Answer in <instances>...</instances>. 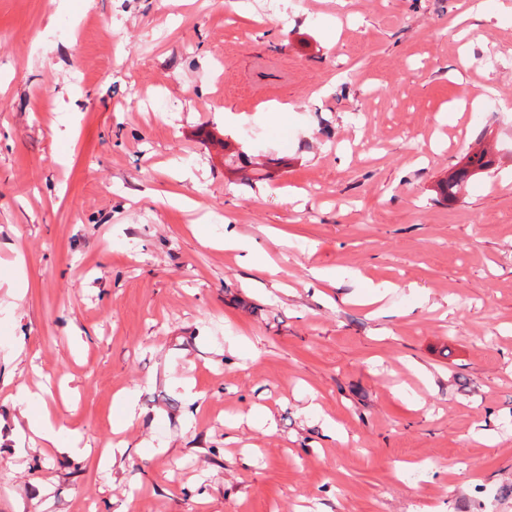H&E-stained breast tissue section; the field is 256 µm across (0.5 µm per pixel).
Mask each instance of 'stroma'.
<instances>
[{"label":"stroma","mask_w":512,"mask_h":512,"mask_svg":"<svg viewBox=\"0 0 512 512\" xmlns=\"http://www.w3.org/2000/svg\"><path fill=\"white\" fill-rule=\"evenodd\" d=\"M472 2L0 0V512H512V0ZM485 151L473 153L467 158L465 166L451 174L440 186L441 192L448 198L456 193L458 187L464 182L477 177L485 172L490 165V160L486 159ZM31 400L32 398L26 393H20L18 396V405L21 407V414L27 420L28 431L41 439L49 448H57L65 453L80 451L77 445L81 438L75 431L66 430L40 416H32L28 413L27 406Z\"/></svg>","instance_id":"1"}]
</instances>
